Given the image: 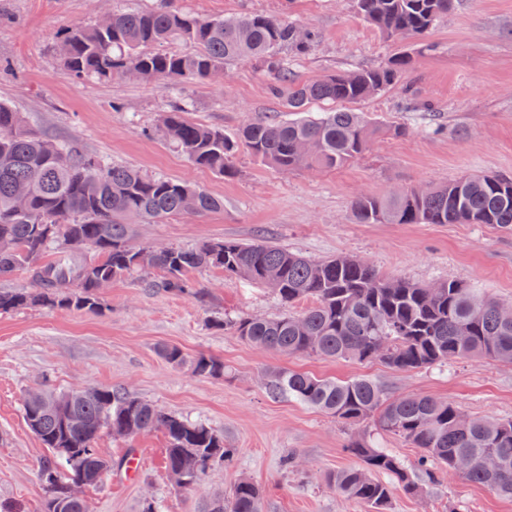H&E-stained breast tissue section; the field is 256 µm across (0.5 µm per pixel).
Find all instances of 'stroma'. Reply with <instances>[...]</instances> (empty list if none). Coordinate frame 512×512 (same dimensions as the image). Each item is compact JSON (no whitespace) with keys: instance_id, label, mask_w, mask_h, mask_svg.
Here are the masks:
<instances>
[{"instance_id":"stroma-1","label":"stroma","mask_w":512,"mask_h":512,"mask_svg":"<svg viewBox=\"0 0 512 512\" xmlns=\"http://www.w3.org/2000/svg\"><path fill=\"white\" fill-rule=\"evenodd\" d=\"M153 0H0V100L24 112L44 135L83 152L143 172L184 181L224 201L198 219L173 217L140 224L136 238L192 246L206 240L272 241L314 259L348 255L369 260L380 274L421 284L466 282L486 298L512 303V231L491 224H358L351 204L362 194L432 187L467 175L512 176V0H458L420 41L393 42L353 10L351 0H177L206 16L245 13L285 17L314 29L307 55L289 57L296 79L374 68L405 52L415 64L406 84L350 103L380 124L396 126L354 162L332 171L284 173L239 152L233 178L193 165L158 133L173 99L161 83L135 78L74 81L55 52L58 31L116 10L145 9ZM274 77L248 61L225 65L203 83L183 86L192 122L232 135L244 124L284 114L271 92ZM201 296L160 294L133 279L112 282L105 309L32 308L0 315V501L39 512L38 480L47 454L24 422L21 400L30 389L124 387L161 409L207 423L235 450L232 465L210 470L192 490L175 487L165 469L166 439L152 431L132 440L102 434L101 454L133 453L132 474L105 477L84 490L91 512H139L146 494L163 512H208L241 478L257 484L266 512H369L328 484L355 465L345 449L352 430L329 414L288 398L271 397L263 375L290 368L317 376L366 377L394 395H428L465 414L512 419V364L459 360L415 371L374 361L317 356L282 357L215 326V319L280 313L262 285L219 269L190 273ZM188 356L224 360L227 377L201 378L169 365L161 346ZM297 454L303 468L282 460ZM389 512H512V500L456 475L423 484L419 494L393 488Z\"/></svg>"}]
</instances>
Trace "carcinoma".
<instances>
[{"label": "carcinoma", "instance_id": "carcinoma-1", "mask_svg": "<svg viewBox=\"0 0 512 512\" xmlns=\"http://www.w3.org/2000/svg\"><path fill=\"white\" fill-rule=\"evenodd\" d=\"M357 13L392 40L416 38L455 9L456 0H353ZM314 33L280 17L260 14L209 18L187 14L175 0H156L147 10H118L110 20L79 23L58 37L64 74L74 80H110L131 74L175 87L203 82L224 65L254 60L278 75L275 95L285 99L288 119L250 122L235 135L187 119L178 98L163 113L161 132L193 164L224 178L235 173L233 159L245 147L261 164L282 172L335 170L362 156L385 128L361 112L334 109L309 114L313 102L362 101L396 85L413 57L400 53L376 68L337 72L299 82L282 54L304 55ZM189 42L192 53L149 46ZM29 188L26 208L15 206L18 186ZM223 202L190 184L149 176L84 154L33 129L23 113L0 101V280L25 272L32 288L0 289V314L30 308H102L100 285L161 272L144 282L157 293L197 295L186 274L221 268L269 288L290 310L265 318L223 322L246 342L282 356L315 355L369 362L385 343L388 366L412 371L450 360L481 358L512 363V320L501 303L448 280L431 288L386 278L367 260L337 256L312 259L271 241H204L191 248L133 242V224L171 217L203 218ZM359 224H494L512 229V177L467 176L426 190L361 195L352 202ZM51 259H46L47 255ZM300 302L308 306L295 311ZM163 359L189 364L194 375L224 376V361L206 354L186 359L166 345ZM266 389L287 395L347 423L377 417L379 428L419 449L410 466L365 437L351 438L347 452L358 464L328 477L345 496L386 512L391 486L415 495V476L435 480L457 473L473 484L512 499V419L471 418L458 406L429 396H394L369 378L337 381L280 368L266 375ZM27 426L37 425L48 456L39 470L44 490L40 512H83L69 497L77 483L88 486L107 472L128 468L131 455L112 461L97 448L103 431L132 439L159 429L167 440L165 469L186 490L215 466L228 465L234 451L205 423L167 413L123 388L84 387L67 392L37 389L23 397ZM210 512H263L260 489L237 482L231 495L212 501Z\"/></svg>", "mask_w": 512, "mask_h": 512}]
</instances>
